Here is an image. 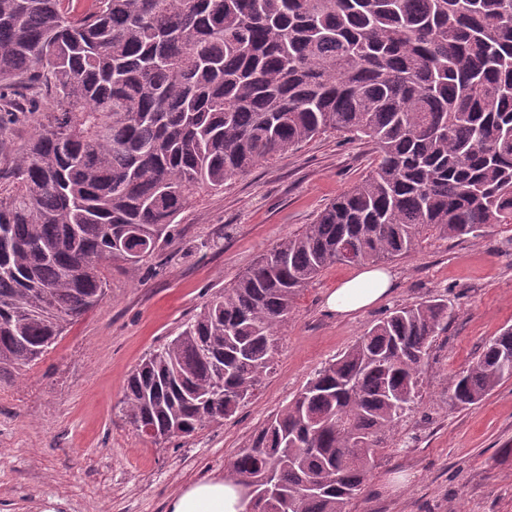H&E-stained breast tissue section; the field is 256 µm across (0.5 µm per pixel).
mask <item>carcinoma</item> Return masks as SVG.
Returning <instances> with one entry per match:
<instances>
[{"instance_id":"carcinoma-1","label":"carcinoma","mask_w":512,"mask_h":512,"mask_svg":"<svg viewBox=\"0 0 512 512\" xmlns=\"http://www.w3.org/2000/svg\"><path fill=\"white\" fill-rule=\"evenodd\" d=\"M0 0V382L104 299L109 264H147L202 190L336 132L369 173L215 292L127 381L122 411L162 444L259 390L298 292L424 235L512 227V0ZM452 309L391 311L256 430L224 479L257 512H346L421 398ZM512 379V327L448 378L479 403ZM33 133L31 119L16 123L11 135L0 146V169L5 170L13 161L17 151Z\"/></svg>"}]
</instances>
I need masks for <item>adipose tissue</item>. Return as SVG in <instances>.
I'll use <instances>...</instances> for the list:
<instances>
[{
  "mask_svg": "<svg viewBox=\"0 0 512 512\" xmlns=\"http://www.w3.org/2000/svg\"><path fill=\"white\" fill-rule=\"evenodd\" d=\"M392 276L382 269H366L342 282L326 299L329 312L346 316L377 304L387 296ZM238 486L221 478L195 482L174 496L167 512H245Z\"/></svg>",
  "mask_w": 512,
  "mask_h": 512,
  "instance_id": "ef3b65f1",
  "label": "adipose tissue"
}]
</instances>
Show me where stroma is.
<instances>
[{"label": "stroma", "instance_id": "35a3bbf8", "mask_svg": "<svg viewBox=\"0 0 512 512\" xmlns=\"http://www.w3.org/2000/svg\"><path fill=\"white\" fill-rule=\"evenodd\" d=\"M372 143L325 133L203 190L174 235L138 270L109 266L103 301L35 365L0 384V512H167L188 484L220 478L251 436L326 363L394 308L432 297L454 313L423 370L406 447L378 449L348 512H512V379L477 405L448 402V378L512 326V233L430 234L388 263L392 289L340 318L327 296L359 273L333 265L302 289L261 391L223 424L157 445L126 422L129 375L214 294L282 237L313 223L371 169Z\"/></svg>", "mask_w": 512, "mask_h": 512}]
</instances>
